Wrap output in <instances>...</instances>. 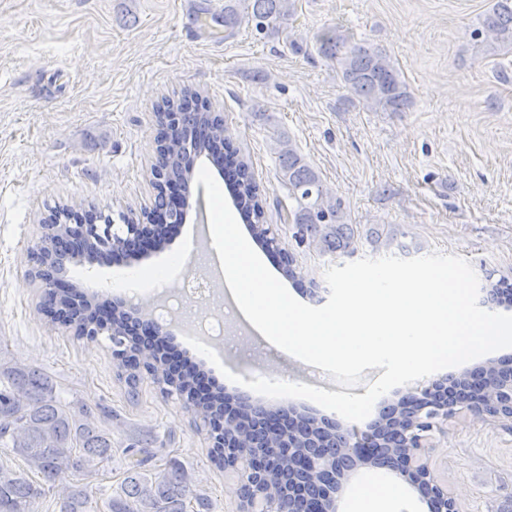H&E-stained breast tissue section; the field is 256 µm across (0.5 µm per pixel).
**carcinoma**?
Returning <instances> with one entry per match:
<instances>
[{"label":"carcinoma","instance_id":"cac0c4a2","mask_svg":"<svg viewBox=\"0 0 512 512\" xmlns=\"http://www.w3.org/2000/svg\"><path fill=\"white\" fill-rule=\"evenodd\" d=\"M293 6V0H224L225 36H232L243 23L259 35H278ZM472 35L512 48V0H495L480 16ZM315 42L319 56L336 63L343 83L355 96L383 111L400 112L408 107L411 96L407 84L386 52L353 44L334 27L324 28ZM158 112L192 114L195 144L201 150L224 144V173L234 187L236 205L253 226L255 237L265 238L268 227L250 166L230 149L224 126L210 117L200 93L186 89L178 99L164 101ZM277 153L278 179L288 191L284 220L292 224V238L299 245L324 252L348 251L355 232L345 222L341 200L326 192L319 175L289 140L277 139ZM160 155L164 181L180 180L181 158L186 156L181 134H169ZM103 255L98 243L81 239L68 257L92 262ZM491 288L498 300L512 303V278L502 276ZM85 302L87 299L75 289L62 288L48 315L53 319ZM112 345L129 394L134 396L141 371L154 375L160 369L153 363L159 359V343L135 347L120 338ZM199 380L200 374L189 370L164 384L169 386L167 393L190 399L195 416L219 428L224 425V393L200 396ZM157 443V438L147 436L123 449L124 478L107 500L108 512H186L190 500L195 502L196 512H210L209 499L196 492L192 474L180 462L171 460L162 469L147 466ZM0 448L9 449L26 465L21 472L0 462V512H39L44 490L28 473L51 484L63 481L69 473L95 475L99 466L112 459V410L101 407L94 412L83 404L67 402L61 399L50 375L0 356ZM56 507L57 512H90L87 486L63 485Z\"/></svg>","mask_w":512,"mask_h":512}]
</instances>
